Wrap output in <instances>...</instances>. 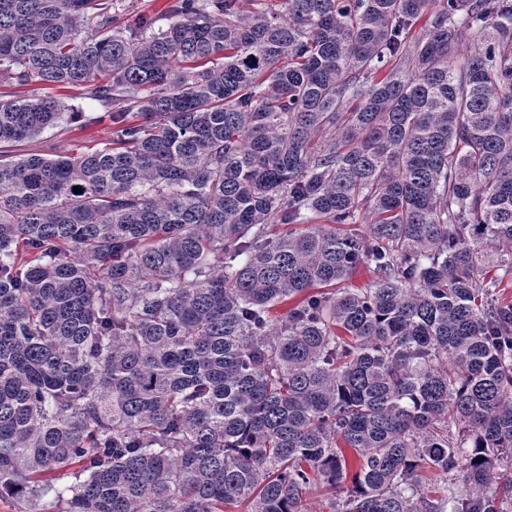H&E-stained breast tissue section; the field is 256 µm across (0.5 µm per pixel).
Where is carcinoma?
I'll use <instances>...</instances> for the list:
<instances>
[{"label":"carcinoma","mask_w":512,"mask_h":512,"mask_svg":"<svg viewBox=\"0 0 512 512\" xmlns=\"http://www.w3.org/2000/svg\"><path fill=\"white\" fill-rule=\"evenodd\" d=\"M242 2L0 0V497L504 512L512 0ZM39 94H49L52 96H56L58 98H61L63 101L67 102L68 104L74 103V104H81L83 109L85 110L86 115L88 116H96L101 114L99 106L92 101L83 100V99H74L78 94V91L75 89H58V88H44L41 90H38ZM73 98V99H72ZM63 127V128H62ZM111 128L107 123H94L83 130H70L65 125L44 131L41 135L19 143L14 149L18 154L43 153L61 155L75 149L101 147L109 142ZM350 485V478L343 490L328 489L318 483L314 484L307 493V509L308 512H331L330 501L334 500L335 497L345 496L347 487Z\"/></svg>","instance_id":"obj_1"}]
</instances>
